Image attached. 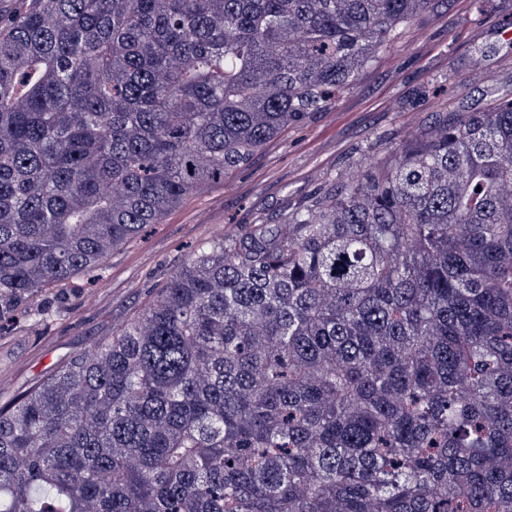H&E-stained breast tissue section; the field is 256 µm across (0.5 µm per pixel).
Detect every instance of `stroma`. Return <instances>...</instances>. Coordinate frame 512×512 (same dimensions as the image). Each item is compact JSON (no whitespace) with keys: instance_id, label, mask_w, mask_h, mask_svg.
<instances>
[{"instance_id":"1","label":"stroma","mask_w":512,"mask_h":512,"mask_svg":"<svg viewBox=\"0 0 512 512\" xmlns=\"http://www.w3.org/2000/svg\"><path fill=\"white\" fill-rule=\"evenodd\" d=\"M456 87L451 106L478 110L490 88L512 92V0L438 5L404 35L398 50L364 71L354 88L286 130L249 169L187 197L160 224L112 253L94 289L55 288L40 301L51 311L37 326L0 336V404L32 388L89 343L104 341L154 299L211 231L256 217L275 222L282 208L365 151L395 146L426 121L433 93Z\"/></svg>"}]
</instances>
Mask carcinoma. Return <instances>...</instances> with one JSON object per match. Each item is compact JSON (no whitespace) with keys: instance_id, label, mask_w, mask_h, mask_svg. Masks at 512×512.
<instances>
[{"instance_id":"obj_1","label":"carcinoma","mask_w":512,"mask_h":512,"mask_svg":"<svg viewBox=\"0 0 512 512\" xmlns=\"http://www.w3.org/2000/svg\"><path fill=\"white\" fill-rule=\"evenodd\" d=\"M435 0H27L0 335L349 91ZM198 242L0 406V512H512V97Z\"/></svg>"}]
</instances>
